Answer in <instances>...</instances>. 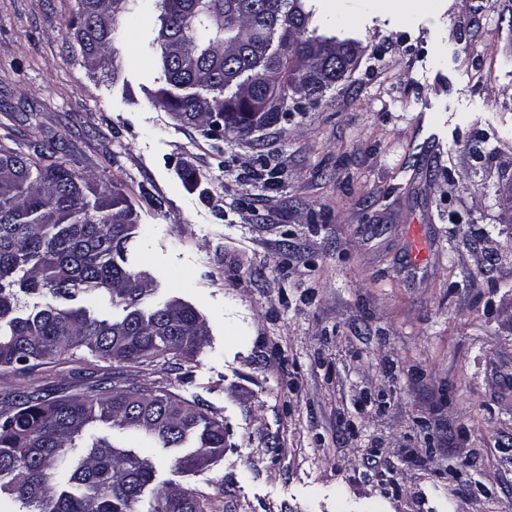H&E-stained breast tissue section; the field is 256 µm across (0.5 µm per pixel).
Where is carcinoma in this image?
I'll return each mask as SVG.
<instances>
[{"instance_id": "obj_1", "label": "carcinoma", "mask_w": 512, "mask_h": 512, "mask_svg": "<svg viewBox=\"0 0 512 512\" xmlns=\"http://www.w3.org/2000/svg\"><path fill=\"white\" fill-rule=\"evenodd\" d=\"M160 11L150 46L166 33L175 52L160 53L154 102L168 112L192 114L211 107L227 114L229 132H251L241 98L245 89L272 90L279 104L267 124L289 112L302 93L318 102L343 78L340 60L324 48L357 45L353 39L308 32L312 12L303 0H77V41L83 60L114 68L119 21ZM53 140L34 153L0 146V367L43 361L61 351L85 349L102 359L144 363L159 356H194L206 322L190 304L171 299L143 307L151 290L144 272L120 263L139 230L137 216L118 187L95 191L90 178L55 160ZM31 304L20 305L21 296ZM79 295L107 297L119 318L98 319L68 302ZM93 400L79 395L43 402L33 395L0 409V492L16 512H136L145 495L148 512H206V497L171 483L154 484L156 470L134 448L101 434L95 424L140 435L161 448H200L177 460L196 471L224 454V423L176 395L129 384L100 387Z\"/></svg>"}]
</instances>
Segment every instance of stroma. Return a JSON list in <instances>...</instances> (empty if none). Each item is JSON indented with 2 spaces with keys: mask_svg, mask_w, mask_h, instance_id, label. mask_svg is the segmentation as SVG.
<instances>
[{
  "mask_svg": "<svg viewBox=\"0 0 512 512\" xmlns=\"http://www.w3.org/2000/svg\"><path fill=\"white\" fill-rule=\"evenodd\" d=\"M312 3L355 69L239 137L155 106V17L120 21L114 73L91 72L76 0H0V144L57 140L120 187L148 304L209 328L190 360L0 369V400L175 394L223 420V458L185 473L181 449L134 447L207 512H512V0Z\"/></svg>",
  "mask_w": 512,
  "mask_h": 512,
  "instance_id": "stroma-1",
  "label": "stroma"
}]
</instances>
